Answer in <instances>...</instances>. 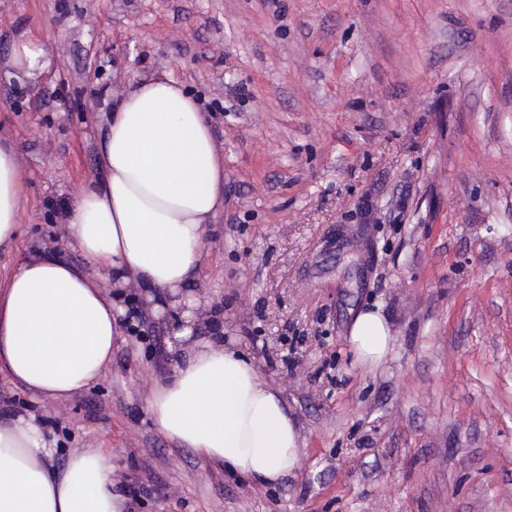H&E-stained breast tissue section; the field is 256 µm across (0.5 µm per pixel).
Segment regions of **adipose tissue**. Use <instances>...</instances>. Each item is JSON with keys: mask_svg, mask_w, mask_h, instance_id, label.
Masks as SVG:
<instances>
[{"mask_svg": "<svg viewBox=\"0 0 512 512\" xmlns=\"http://www.w3.org/2000/svg\"><path fill=\"white\" fill-rule=\"evenodd\" d=\"M104 179L66 212L87 261L116 286L136 280L155 294L185 291L174 333L173 371L148 402L156 430L254 483L279 482L299 463V427L282 396L242 352L196 337L188 322L200 299L186 287L204 262L210 223L224 206V161L197 100L164 76L137 82L108 119ZM21 174L0 141V245L19 224ZM118 311L79 266L54 255L25 262L0 296V372L44 396L89 388L112 360ZM392 342L376 310L360 312L348 343L375 367ZM34 418L0 421V512H122L108 452L90 448L59 469Z\"/></svg>", "mask_w": 512, "mask_h": 512, "instance_id": "1", "label": "adipose tissue"}]
</instances>
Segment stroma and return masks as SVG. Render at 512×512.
Returning <instances> with one entry per match:
<instances>
[{
	"label": "stroma",
	"mask_w": 512,
	"mask_h": 512,
	"mask_svg": "<svg viewBox=\"0 0 512 512\" xmlns=\"http://www.w3.org/2000/svg\"><path fill=\"white\" fill-rule=\"evenodd\" d=\"M25 40L45 68L15 66ZM159 76L224 158L196 334L222 313L297 417L299 464L257 486L153 427L175 302L70 397L0 374V418L34 416L59 466L110 452L132 512H512V0H0V140L23 178L0 293L52 253L144 306L64 210L101 177L114 100ZM366 309L393 336L375 368L348 344Z\"/></svg>",
	"instance_id": "1"
}]
</instances>
